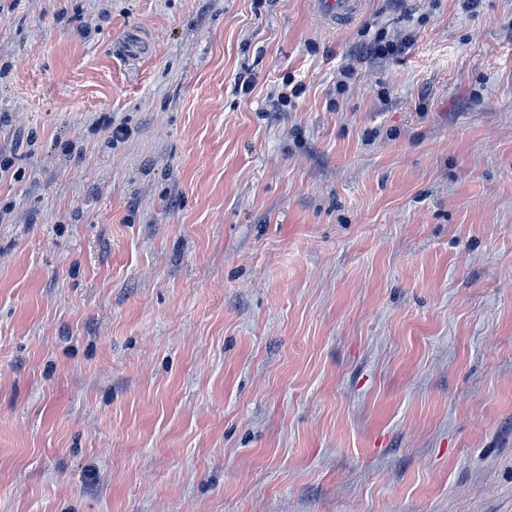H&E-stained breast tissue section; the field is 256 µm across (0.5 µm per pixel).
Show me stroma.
Here are the masks:
<instances>
[{
  "label": "stroma",
  "mask_w": 512,
  "mask_h": 512,
  "mask_svg": "<svg viewBox=\"0 0 512 512\" xmlns=\"http://www.w3.org/2000/svg\"><path fill=\"white\" fill-rule=\"evenodd\" d=\"M0 512H512V0H0ZM313 3L322 21L330 27L350 24L362 6L360 0H314ZM405 49V44L386 41L381 36L372 41L363 42L358 46L360 53L370 57L385 58L399 55Z\"/></svg>",
  "instance_id": "obj_1"
}]
</instances>
